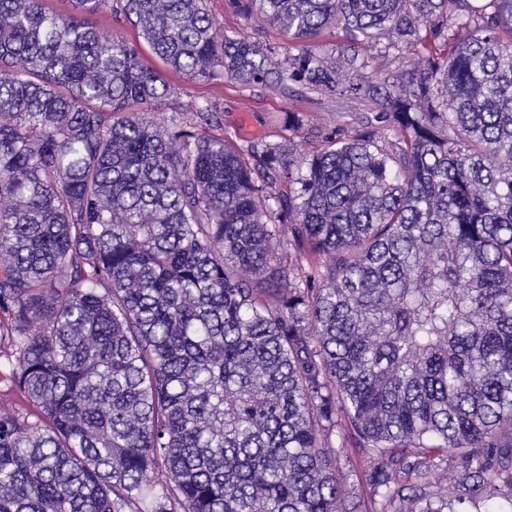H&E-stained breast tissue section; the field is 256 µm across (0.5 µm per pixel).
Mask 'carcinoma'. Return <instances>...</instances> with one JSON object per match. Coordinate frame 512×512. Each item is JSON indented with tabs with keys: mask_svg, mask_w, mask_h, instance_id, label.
Segmentation results:
<instances>
[{
	"mask_svg": "<svg viewBox=\"0 0 512 512\" xmlns=\"http://www.w3.org/2000/svg\"><path fill=\"white\" fill-rule=\"evenodd\" d=\"M69 2L0 0V512H360L346 431L371 512L512 508V0ZM211 9L216 16L220 26L230 28H242L248 33H257L255 35L260 42L283 43L282 35L270 25L258 18L246 21L224 10V0H211ZM179 88L176 106L195 100L198 103L215 102L220 108L221 127L211 128L210 133L236 137H263L268 142L281 141V135L291 136L283 130L288 115L295 114L303 121V128L294 136L297 154H312L320 143L315 129L333 128L336 121L345 127L353 126L355 112L364 108L359 100L328 99L316 93L305 96L298 92L283 93L262 88H241L221 81L203 82L189 80L182 75H171ZM341 113V114H339ZM350 124V125H349ZM345 455L349 461L351 474V485H354V490L357 493L358 499L362 503V512L370 509V489L365 481V471L367 470L366 459L358 452L356 439L352 436L345 437L344 439Z\"/></svg>",
	"mask_w": 512,
	"mask_h": 512,
	"instance_id": "obj_1",
	"label": "carcinoma"
}]
</instances>
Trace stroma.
<instances>
[{"mask_svg": "<svg viewBox=\"0 0 512 512\" xmlns=\"http://www.w3.org/2000/svg\"><path fill=\"white\" fill-rule=\"evenodd\" d=\"M179 89L178 104L191 101H211L220 108L219 134L236 137H262L269 142L280 141L286 115L295 114L303 122L302 129L294 136L297 154L309 155L316 150L320 129L332 128L336 124H351L362 104L355 99H328L309 93L241 88L222 81L203 82L177 75L173 78Z\"/></svg>", "mask_w": 512, "mask_h": 512, "instance_id": "obj_1", "label": "stroma"}]
</instances>
